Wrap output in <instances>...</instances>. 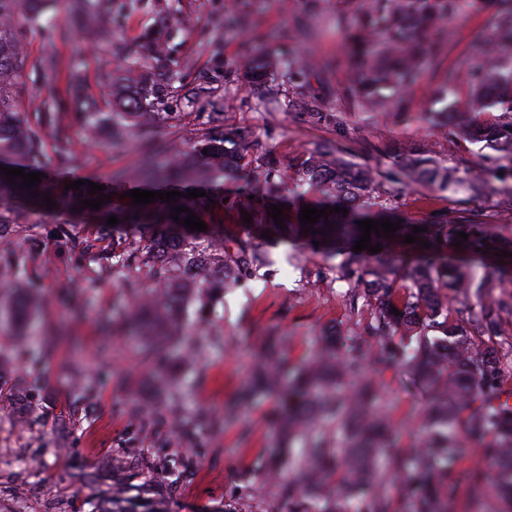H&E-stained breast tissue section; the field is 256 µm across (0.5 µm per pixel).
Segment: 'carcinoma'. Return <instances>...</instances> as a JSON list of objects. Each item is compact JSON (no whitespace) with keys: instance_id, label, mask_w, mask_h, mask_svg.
<instances>
[{"instance_id":"obj_1","label":"carcinoma","mask_w":512,"mask_h":512,"mask_svg":"<svg viewBox=\"0 0 512 512\" xmlns=\"http://www.w3.org/2000/svg\"><path fill=\"white\" fill-rule=\"evenodd\" d=\"M28 0H0V165L22 167L25 172H45L48 164L40 147V124L53 123L54 113L45 112L39 124L31 125L18 112L16 79L27 66L13 26ZM463 9L462 0H446L435 7L427 0H376L352 44L361 58H371L362 71L354 92L362 107L385 110L402 103L401 92L416 81L428 59L441 49L442 42L431 36L442 30L445 14ZM512 51V9H507L492 24V40L486 54ZM143 72L136 81L134 96L122 112H99L94 108L82 113L83 128L93 139L117 135L125 126L143 131L168 119L157 111L161 96L169 84L161 83L153 69L164 66L165 53L159 38L145 37L140 45ZM470 79L474 84L469 112L459 118L457 134L465 141L482 145L498 153L499 160L512 170V70L502 71L477 64ZM438 94L444 104L442 113L454 116L453 85ZM493 110L508 115V120L487 126L472 115ZM145 161L134 179L113 173L104 194L112 186L133 182L146 191L193 189L207 192L197 199L181 197L177 201L156 200L135 206L128 213L132 224H156L160 230L146 237H112V258L130 272L125 285L138 287L136 273L151 274L167 297L164 304L139 303L132 317L133 329L146 334L144 342L152 361L154 380L174 390L170 351L198 343L191 329L172 315L171 304L186 293L200 288L210 298L242 279L250 278L262 263L259 246L249 235L227 238L221 244L219 265L206 279L198 278L206 263L212 242L189 231L170 218L171 207L186 206L201 216L208 209L224 207V198L208 188L248 160L250 176L264 196L275 180L281 179L277 162L268 155H251L248 142L233 128L219 135L205 133L188 148L171 157L151 137L143 146ZM396 165L405 184L429 185L473 197H487L498 189L479 171L455 169L439 164L430 150L420 145L397 156ZM294 188H315L323 205L348 209L347 214L332 213L312 225L316 233H304L300 221L284 222L280 227L267 214L270 205L257 210L253 218L277 239L287 242L301 239L316 241L325 253L337 255L349 251V258L336 266V278L347 282L352 298L362 300L368 315V335L346 346L323 339L312 362L296 370L285 368L278 344L273 339L268 351L274 367L254 371L249 385L240 391L243 399L258 392L273 394L288 410V419L275 414L269 421L272 442L283 436L311 434L331 421L344 431L343 455L349 464L336 470L337 453L326 437L319 434L303 449L296 474L278 475L279 494L288 512H448V473L459 460L464 445L460 436L483 445L482 459L502 473L500 491L508 498L512 512V392L503 388L500 362L485 354L484 337L498 334L500 306L484 302L499 284L477 277L446 261H427L410 275V283L397 277L395 249L422 255L445 252L457 239L468 235L460 249L494 250L499 241L481 215L450 212L425 224L427 231L413 233V225L403 222L389 239L371 233V245L382 251L355 253V241L362 235L358 222L380 220L388 199L374 195L375 175L367 166L355 163L326 149L309 153L286 177ZM0 174V201L22 200L35 211H43V195L54 197L53 187L41 177L37 191L19 189ZM334 230H329V226ZM325 233H320V230ZM415 234L417 242L407 244L405 235ZM429 242L426 249L420 240ZM399 314L394 315L391 309ZM406 366L426 383L433 398L424 411L419 431L420 446L409 455L398 451V437L380 408L379 387L364 374L366 363ZM340 478H335L336 474ZM95 512H167L158 498L139 492L97 502Z\"/></svg>"}]
</instances>
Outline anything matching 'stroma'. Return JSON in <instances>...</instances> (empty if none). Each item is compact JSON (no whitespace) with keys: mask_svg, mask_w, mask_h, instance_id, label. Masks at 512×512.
Returning <instances> with one entry per match:
<instances>
[{"mask_svg":"<svg viewBox=\"0 0 512 512\" xmlns=\"http://www.w3.org/2000/svg\"><path fill=\"white\" fill-rule=\"evenodd\" d=\"M157 2L112 0L111 13L94 15L65 40L42 32L63 19L52 2L41 24L17 22L15 35L28 57L16 84L19 110L31 122L40 112H60L65 127L61 136L49 125L40 132L47 159L69 158L51 171L55 188L140 168L139 128H126L120 145L96 146L75 115L92 104L119 111L120 99L134 91L122 60H137L144 36L160 33L174 77L161 106L170 118L154 136L169 153L229 125L284 168L325 144L369 165L379 192L392 197L394 216L409 222L451 211L482 213L507 252L476 262L479 274L503 280L508 291L493 346L501 354L512 349V171L435 116V92L451 79L457 105L466 109L467 70L486 58L482 36L500 0H467L462 13L445 20L444 50L407 89L400 117L359 111L353 100L361 61L336 21L362 16L372 0H166L181 20L173 29L160 26ZM300 21L312 26L309 38H299ZM254 57L273 63L259 82L246 74ZM305 100L314 109L302 108ZM421 144L443 165L483 169L497 194L473 199L386 180L396 155ZM217 189L226 206L207 213L205 223L222 225L228 238L259 236L236 210L252 194L247 171L225 176ZM0 212L17 219L8 242H0V390L10 398L0 405V512H52L59 501L68 512H91L100 496L124 495L129 483L164 495L172 512H202L219 503L231 510L242 500L251 501L252 512H282L266 475L268 417L277 401L260 395L233 418L225 408L250 371L265 363L269 337H283V355L300 366L324 333L351 336L357 317L345 283L335 279V260L297 241L271 244L269 264L245 283L214 301L188 299L186 317L211 342L178 359L181 412L175 417L129 334L135 304L123 286L125 270L112 264L111 226L66 204L47 214L12 204ZM376 377L400 446L411 452L432 393L403 367H378ZM206 415L223 417V428H208ZM31 457L42 466L29 467ZM494 482L487 475L477 494L467 484L453 486L449 512H501ZM20 485L30 486L31 495L17 497Z\"/></svg>","mask_w":512,"mask_h":512,"instance_id":"1","label":"stroma"}]
</instances>
